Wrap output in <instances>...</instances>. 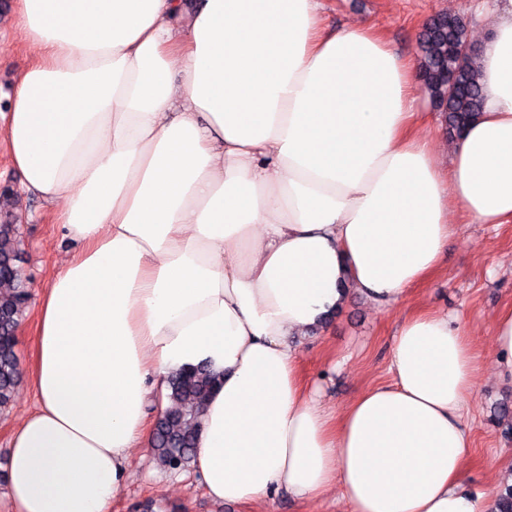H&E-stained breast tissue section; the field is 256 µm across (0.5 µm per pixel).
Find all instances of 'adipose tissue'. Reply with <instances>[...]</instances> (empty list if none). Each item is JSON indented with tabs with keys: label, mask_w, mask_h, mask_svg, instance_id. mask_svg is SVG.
Instances as JSON below:
<instances>
[{
	"label": "adipose tissue",
	"mask_w": 512,
	"mask_h": 512,
	"mask_svg": "<svg viewBox=\"0 0 512 512\" xmlns=\"http://www.w3.org/2000/svg\"><path fill=\"white\" fill-rule=\"evenodd\" d=\"M480 117L441 156L415 60L317 0H17L35 52L0 121L22 190L80 245L39 304L13 512H109L181 369L218 380L195 465L208 495L338 492L350 512H487L463 488L471 344L423 311L390 383L328 411L297 349L350 294L406 301L462 209L512 220V0H481Z\"/></svg>",
	"instance_id": "obj_1"
}]
</instances>
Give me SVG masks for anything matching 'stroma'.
<instances>
[{
  "instance_id": "obj_1",
  "label": "stroma",
  "mask_w": 512,
  "mask_h": 512,
  "mask_svg": "<svg viewBox=\"0 0 512 512\" xmlns=\"http://www.w3.org/2000/svg\"><path fill=\"white\" fill-rule=\"evenodd\" d=\"M13 0H0V113L6 111L13 83L33 60L32 49L10 25ZM473 0H319L324 23L336 28L353 22L375 27L404 58H417L424 23L441 12L463 18L471 39H478ZM10 209L16 224L20 270L33 297H40L50 274L79 251L54 222L52 207L15 193ZM456 226L440 273L414 288L408 300L393 307H376L359 295L329 326L304 338L289 337L297 346L307 384L319 387L327 406L340 408L369 388L388 382L393 338L402 322L420 310L459 319L481 365L478 388L464 408L472 435L465 488L491 493L501 462L512 459V423L498 419L501 403H512V383L494 373L493 325L496 313L512 305V223L477 224L453 211ZM34 406L28 381H21L14 402L0 410V512H12L4 473L14 427ZM128 478L113 498L110 512H141L152 502L153 512H349L337 493L312 502L296 501L280 491L264 505L224 504L210 499L196 472H171L160 466L150 449L132 452Z\"/></svg>"
}]
</instances>
